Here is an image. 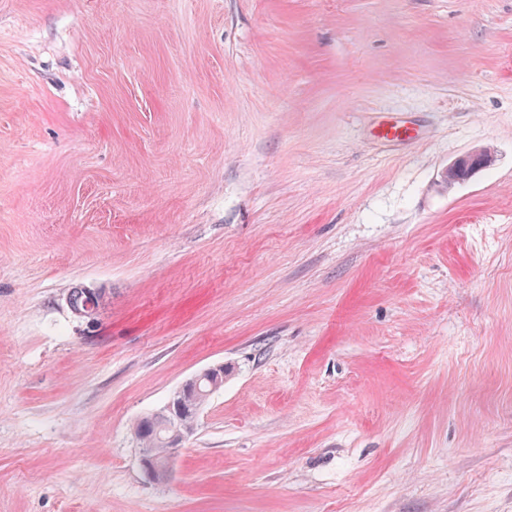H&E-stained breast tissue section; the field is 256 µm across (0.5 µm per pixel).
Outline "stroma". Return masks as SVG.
<instances>
[{"instance_id": "stroma-1", "label": "stroma", "mask_w": 512, "mask_h": 512, "mask_svg": "<svg viewBox=\"0 0 512 512\" xmlns=\"http://www.w3.org/2000/svg\"><path fill=\"white\" fill-rule=\"evenodd\" d=\"M0 512H512V0H0ZM493 161L494 155L490 148L473 149L448 165L443 173V182L448 189H451L486 169ZM172 422L167 409H164L156 414L143 417L134 424V435L143 448L144 454H148L149 448L151 452L159 459H165L157 464L153 469L161 468L162 470L156 475V481H164L168 477V473L163 468L170 470L171 466V450L178 448L181 443L178 442L177 436L174 431L170 429ZM146 468V473L152 477V470Z\"/></svg>"}]
</instances>
